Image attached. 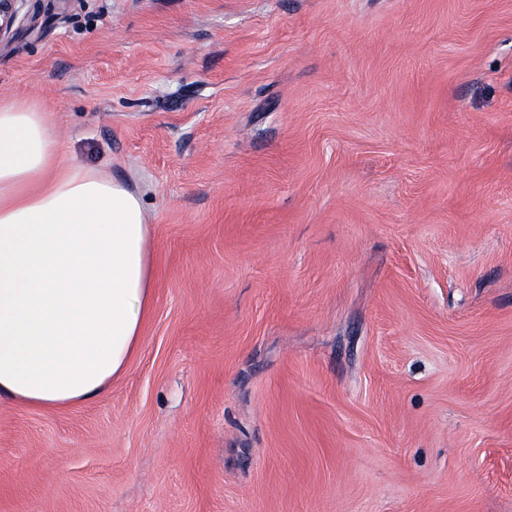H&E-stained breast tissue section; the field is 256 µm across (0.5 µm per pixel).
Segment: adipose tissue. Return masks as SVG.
Here are the masks:
<instances>
[{
	"instance_id": "1",
	"label": "adipose tissue",
	"mask_w": 512,
	"mask_h": 512,
	"mask_svg": "<svg viewBox=\"0 0 512 512\" xmlns=\"http://www.w3.org/2000/svg\"><path fill=\"white\" fill-rule=\"evenodd\" d=\"M154 303L138 191L68 163L48 113L0 99V396L31 407L101 395Z\"/></svg>"
}]
</instances>
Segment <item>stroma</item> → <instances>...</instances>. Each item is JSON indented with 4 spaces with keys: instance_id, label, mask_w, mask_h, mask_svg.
Here are the masks:
<instances>
[{
    "instance_id": "stroma-1",
    "label": "stroma",
    "mask_w": 512,
    "mask_h": 512,
    "mask_svg": "<svg viewBox=\"0 0 512 512\" xmlns=\"http://www.w3.org/2000/svg\"><path fill=\"white\" fill-rule=\"evenodd\" d=\"M0 97L138 187L92 401L0 399V512H512V0H26Z\"/></svg>"
}]
</instances>
